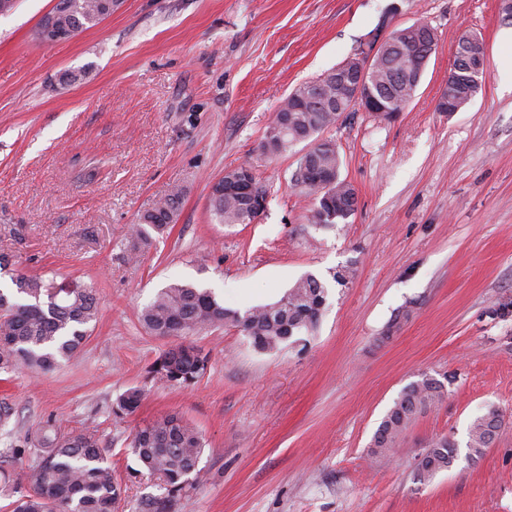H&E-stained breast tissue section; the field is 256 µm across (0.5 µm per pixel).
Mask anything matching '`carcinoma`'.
I'll list each match as a JSON object with an SVG mask.
<instances>
[{
	"label": "carcinoma",
	"mask_w": 512,
	"mask_h": 512,
	"mask_svg": "<svg viewBox=\"0 0 512 512\" xmlns=\"http://www.w3.org/2000/svg\"><path fill=\"white\" fill-rule=\"evenodd\" d=\"M116 0H60L52 9L55 23L76 35L112 15ZM423 51L415 35L399 40L383 63L371 72L375 90L384 97L388 111L380 118L391 121L412 103L413 85L407 71ZM324 74L295 88L277 107L260 145L261 153L275 157L294 144L309 142L312 166H297L291 183L313 200L310 223L327 227L348 219L357 208L354 189L341 178L338 148L327 146L324 132L350 110L340 81ZM480 85L466 72L448 75L446 92L456 106L467 105ZM239 168L229 169L210 186L208 207L219 224H244L251 197L267 200L268 190L252 176L249 195L231 190ZM183 191L175 188L155 207L142 214L128 237L127 250L136 258L153 242V235L166 234L176 223ZM19 300L12 302L0 292V372L26 369L46 374L64 361L75 358L89 338V325L96 321V288L91 284H60L40 277L18 274L12 278ZM328 288L313 274L299 278L275 302L244 312L224 307L208 288L192 283L170 284L155 295L140 312V320L154 336L195 335L213 327L239 329L260 351H272L301 333L316 331L326 304ZM208 354L192 344H178L163 352L147 370L154 384L189 387L202 378ZM445 385L428 374L405 386L378 426L370 452L380 454L393 447L415 417L438 404ZM144 390L129 388L112 403L113 415L122 418L140 406ZM503 422L495 406L475 417L468 430L467 458L479 460L494 443ZM205 446L202 432L183 415L170 412L141 426L129 448L139 468L135 478L148 475L163 493L148 497L141 512H175L179 500L191 489L200 473L198 464ZM37 461L23 468L26 454ZM459 458L458 444L449 437L432 442L421 453L415 467L420 482L450 469ZM14 469V477L0 486V496L9 500L11 512H116L123 488L114 478L107 449L96 433L61 429L50 416L34 432L0 450V467Z\"/></svg>",
	"instance_id": "obj_1"
}]
</instances>
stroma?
Wrapping results in <instances>:
<instances>
[{
    "label": "stroma",
    "instance_id": "obj_1",
    "mask_svg": "<svg viewBox=\"0 0 512 512\" xmlns=\"http://www.w3.org/2000/svg\"><path fill=\"white\" fill-rule=\"evenodd\" d=\"M56 0L0 14V289L17 273L97 288L81 355L40 377L0 374L7 440L48 416L95 431L124 492L118 512L158 495L129 478L127 445L145 422L181 412L203 433L200 477L176 512H512V89L502 86L499 0H119L72 39L36 30ZM430 23L437 45L416 99L391 121L355 109L327 135L357 209L329 228L290 177L304 144L269 159L259 144L281 101L365 49L381 25ZM487 51L482 88L459 112L435 109L459 38ZM67 71L81 72L72 85ZM252 164L269 190L253 224L214 223L212 182ZM169 234L132 261L131 224L174 188ZM350 267L345 286L332 279ZM328 287L307 345L257 351L233 327L190 342L209 355L194 386L157 387L146 370L177 338L138 312L180 282L225 307L279 299L302 275ZM447 393L388 454L370 455L381 420L421 374ZM147 393L116 419L126 389ZM504 414L483 457L431 481L417 459L438 438L467 441L488 406Z\"/></svg>",
    "mask_w": 512,
    "mask_h": 512
}]
</instances>
